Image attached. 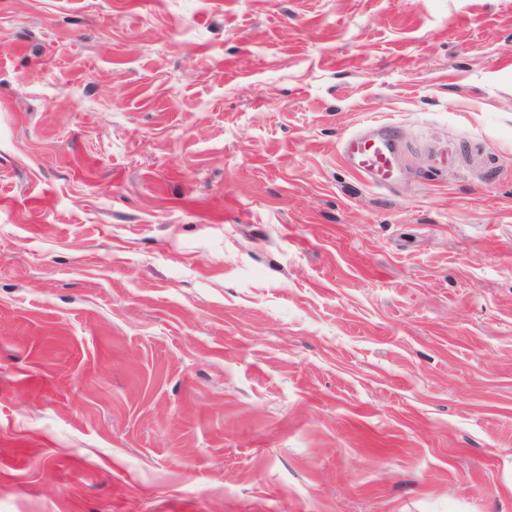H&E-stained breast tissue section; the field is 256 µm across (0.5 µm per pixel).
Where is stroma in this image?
I'll return each instance as SVG.
<instances>
[{
  "label": "stroma",
  "instance_id": "1",
  "mask_svg": "<svg viewBox=\"0 0 512 512\" xmlns=\"http://www.w3.org/2000/svg\"><path fill=\"white\" fill-rule=\"evenodd\" d=\"M0 512H512V0H0ZM394 134L391 128H376L371 135L353 134L342 144V152L359 174L376 186L396 180Z\"/></svg>",
  "mask_w": 512,
  "mask_h": 512
}]
</instances>
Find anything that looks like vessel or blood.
I'll return each instance as SVG.
<instances>
[{
    "mask_svg": "<svg viewBox=\"0 0 512 512\" xmlns=\"http://www.w3.org/2000/svg\"><path fill=\"white\" fill-rule=\"evenodd\" d=\"M393 141L391 128H378L369 135L349 136L342 144V152L354 170L372 184L387 186L397 177Z\"/></svg>",
    "mask_w": 512,
    "mask_h": 512,
    "instance_id": "b4317fda",
    "label": "vessel or blood"
}]
</instances>
